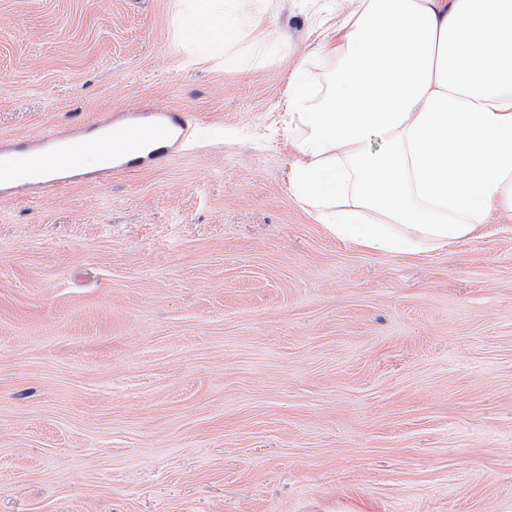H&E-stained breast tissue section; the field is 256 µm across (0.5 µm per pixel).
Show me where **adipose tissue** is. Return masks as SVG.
<instances>
[{
  "label": "adipose tissue",
  "mask_w": 512,
  "mask_h": 512,
  "mask_svg": "<svg viewBox=\"0 0 512 512\" xmlns=\"http://www.w3.org/2000/svg\"><path fill=\"white\" fill-rule=\"evenodd\" d=\"M242 0H194L233 32ZM323 86L293 80L297 197L340 240L441 251L512 211V0H356L321 43Z\"/></svg>",
  "instance_id": "1"
}]
</instances>
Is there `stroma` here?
<instances>
[{
	"instance_id": "35a3bbf8",
	"label": "stroma",
	"mask_w": 512,
	"mask_h": 512,
	"mask_svg": "<svg viewBox=\"0 0 512 512\" xmlns=\"http://www.w3.org/2000/svg\"><path fill=\"white\" fill-rule=\"evenodd\" d=\"M0 0V139L163 105L164 163L0 198V512H512V212L336 238L286 100L352 0ZM194 11L189 16L191 23L188 30L195 28L200 21L205 20L212 28H223L226 35L234 34L235 25L233 24L232 15L234 13H245V5L242 0H195ZM231 3V8L227 10ZM223 5V6H222ZM230 32H232L230 34Z\"/></svg>"
}]
</instances>
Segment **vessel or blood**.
<instances>
[{"label":"vessel or blood","instance_id":"obj_1","mask_svg":"<svg viewBox=\"0 0 512 512\" xmlns=\"http://www.w3.org/2000/svg\"><path fill=\"white\" fill-rule=\"evenodd\" d=\"M189 127L185 112L150 111L122 115L116 121L83 125L65 137L0 143V197L21 193L49 196L80 176L81 143L93 135L104 144L108 161L102 177L122 174L165 158Z\"/></svg>","mask_w":512,"mask_h":512}]
</instances>
